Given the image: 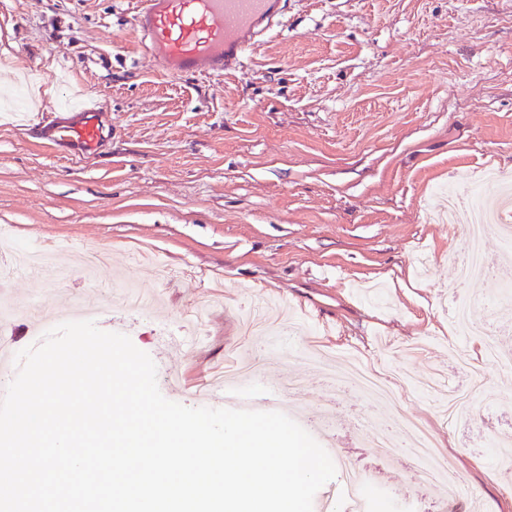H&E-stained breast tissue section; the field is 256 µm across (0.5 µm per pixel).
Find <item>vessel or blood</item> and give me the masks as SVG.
Wrapping results in <instances>:
<instances>
[{
    "label": "vessel or blood",
    "instance_id": "obj_1",
    "mask_svg": "<svg viewBox=\"0 0 512 512\" xmlns=\"http://www.w3.org/2000/svg\"><path fill=\"white\" fill-rule=\"evenodd\" d=\"M273 19L272 0H139L132 27L140 44L166 71L221 72L254 46ZM82 110L88 121L59 130L58 136L91 147L103 137L97 117L104 104L89 93ZM202 391L245 410L251 407L250 392L234 383H208Z\"/></svg>",
    "mask_w": 512,
    "mask_h": 512
}]
</instances>
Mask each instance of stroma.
I'll list each match as a JSON object with an SVG mask.
<instances>
[{
    "label": "stroma",
    "mask_w": 512,
    "mask_h": 512,
    "mask_svg": "<svg viewBox=\"0 0 512 512\" xmlns=\"http://www.w3.org/2000/svg\"><path fill=\"white\" fill-rule=\"evenodd\" d=\"M133 0H0V226L12 251L49 241L106 251L95 278L73 269L46 287L28 273L0 285L15 350L44 335L32 310L57 314L96 298L97 326L127 335L157 367L162 395L201 406L193 389L244 356L265 367L247 388L301 380L288 400L335 466L367 481V512H512V473L497 466L512 433V366L486 370L492 405L473 426L446 428L438 398L401 389L396 402L329 386L296 352L354 355L419 378L465 373L455 337L449 253L463 229L438 222L444 197L490 212L512 193V0H280L274 27L221 73L169 76L130 25ZM97 91L110 136L93 150L54 143ZM153 293L133 311L111 280ZM299 316L302 336L256 340L240 316L255 293ZM420 421L467 488L443 500L402 453L384 462L372 430L398 437Z\"/></svg>",
    "instance_id": "obj_1"
}]
</instances>
